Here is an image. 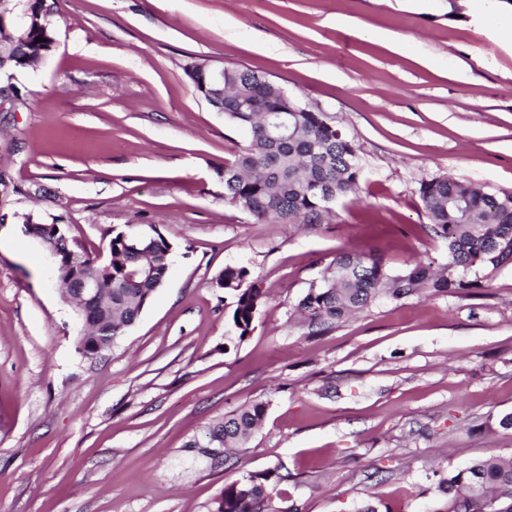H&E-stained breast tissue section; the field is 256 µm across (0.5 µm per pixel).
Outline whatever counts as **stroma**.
<instances>
[{"label": "stroma", "mask_w": 512, "mask_h": 512, "mask_svg": "<svg viewBox=\"0 0 512 512\" xmlns=\"http://www.w3.org/2000/svg\"><path fill=\"white\" fill-rule=\"evenodd\" d=\"M47 4L55 45L0 112V512H208L250 473L301 512H426L439 473L512 457V262L316 336L296 312L346 248L395 273L447 265L424 182L512 191V0ZM196 64L251 70L326 113L358 148L355 193L313 225L225 202L246 135L198 94ZM29 216L92 256L119 231L173 244L164 287L102 356L79 351ZM228 266L262 293L242 341L216 284ZM255 401L266 415L226 468L185 451Z\"/></svg>", "instance_id": "35a3bbf8"}]
</instances>
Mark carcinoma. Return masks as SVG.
Listing matches in <instances>:
<instances>
[{"mask_svg":"<svg viewBox=\"0 0 512 512\" xmlns=\"http://www.w3.org/2000/svg\"><path fill=\"white\" fill-rule=\"evenodd\" d=\"M41 42H35V39ZM53 27H33L29 48L50 51ZM249 111L240 112V102ZM286 100L282 87L259 81L255 72L224 68V103L219 110L249 131L247 143L224 162L233 174L224 179V200L258 222L317 224L325 198L353 193L362 176L358 148L323 112L302 107L288 115V132L275 140L271 122ZM420 199L434 232L447 242L448 271L422 265L390 272L382 259L357 249L336 254L329 278L311 286L297 305L300 316L324 331L384 296L400 301L419 292L455 293L474 287L473 268L512 260V191L490 193L465 180L438 177L421 185ZM112 282H103V299L89 316L78 348L97 356L141 316L148 293L161 288L174 247L160 233L117 232L109 242ZM248 271L226 267L218 286L233 295L230 322L239 340L250 333L262 303L260 291L244 287ZM112 328V336L105 335ZM267 410L254 402L224 414L208 427L206 441L185 447L199 455L214 444L239 448L251 439ZM266 474H249L224 485L208 512H279ZM430 512H512V458L490 454L440 476Z\"/></svg>","mask_w":512,"mask_h":512,"instance_id":"cac0c4a2","label":"carcinoma"}]
</instances>
